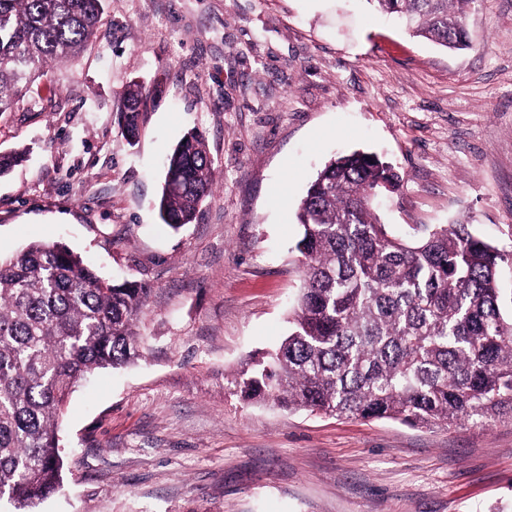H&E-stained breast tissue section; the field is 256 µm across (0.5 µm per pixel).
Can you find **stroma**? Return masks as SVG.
Instances as JSON below:
<instances>
[{"mask_svg":"<svg viewBox=\"0 0 512 512\" xmlns=\"http://www.w3.org/2000/svg\"><path fill=\"white\" fill-rule=\"evenodd\" d=\"M450 50L372 0H107L93 42L0 112V256L60 241L150 289L142 356L92 373L37 512H512V421L412 428L250 404L236 376L278 344L302 285L295 213L325 161L401 177L395 229L461 222L512 252V0H476ZM149 92L139 141L117 101ZM214 161L193 223L159 218L188 131Z\"/></svg>","mask_w":512,"mask_h":512,"instance_id":"stroma-1","label":"stroma"}]
</instances>
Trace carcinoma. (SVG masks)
I'll use <instances>...</instances> for the list:
<instances>
[{"label": "carcinoma", "mask_w": 512, "mask_h": 512, "mask_svg": "<svg viewBox=\"0 0 512 512\" xmlns=\"http://www.w3.org/2000/svg\"><path fill=\"white\" fill-rule=\"evenodd\" d=\"M446 48L466 44L475 0H372ZM105 0H0V112L49 65L79 55ZM145 89L117 105L127 141L143 126ZM164 224L191 223L212 194L203 136L187 132L165 162ZM399 176L373 153L329 159L297 207L304 278L288 334L240 371L244 396L288 410L389 419L414 428L512 420V313L498 269L512 258L469 224L380 222L374 199ZM150 288L109 282L62 243L0 260V501L34 512L61 482L59 420L76 385L139 355Z\"/></svg>", "instance_id": "1"}]
</instances>
